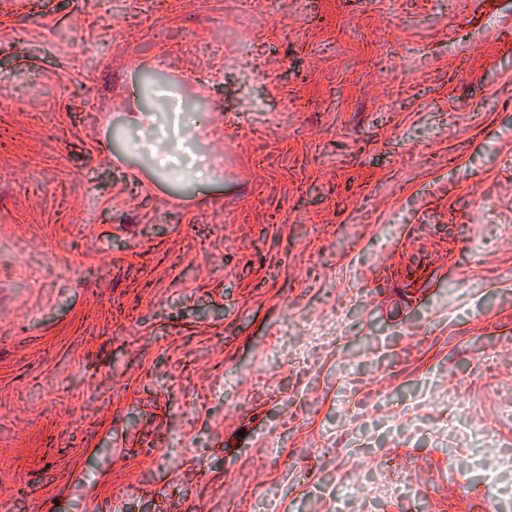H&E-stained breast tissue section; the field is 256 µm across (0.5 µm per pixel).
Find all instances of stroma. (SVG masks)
<instances>
[{
    "label": "stroma",
    "mask_w": 512,
    "mask_h": 512,
    "mask_svg": "<svg viewBox=\"0 0 512 512\" xmlns=\"http://www.w3.org/2000/svg\"><path fill=\"white\" fill-rule=\"evenodd\" d=\"M174 503L512 512V0H0V512ZM149 150L158 169L187 172V175L198 182H205L211 178V169L206 158L192 153L183 146L181 140L162 147L149 145Z\"/></svg>",
    "instance_id": "stroma-1"
}]
</instances>
